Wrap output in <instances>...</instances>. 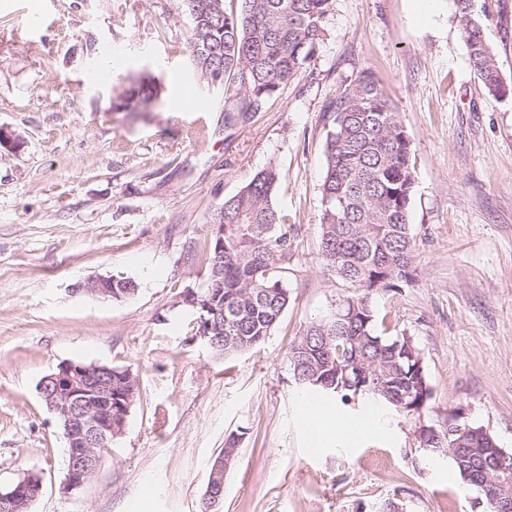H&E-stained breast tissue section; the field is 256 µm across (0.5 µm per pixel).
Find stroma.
Wrapping results in <instances>:
<instances>
[{"label": "stroma", "mask_w": 512, "mask_h": 512, "mask_svg": "<svg viewBox=\"0 0 512 512\" xmlns=\"http://www.w3.org/2000/svg\"><path fill=\"white\" fill-rule=\"evenodd\" d=\"M512 85V0H477ZM179 0H0V490L43 478L30 512H200L211 465L239 454L219 512H473L477 491L420 450L413 421L333 400L303 417L287 353L345 289L319 254L323 111L361 74L396 104L411 145L410 276L376 299L452 416L512 452V98L471 69L452 0H334L314 57L249 121L224 124L223 86L186 54ZM151 72L159 108L116 112L117 77ZM295 225L292 299L256 348L220 359L178 294L207 276L212 216L268 164ZM129 278L115 300L81 291ZM139 376L123 434L65 493L66 440L37 385L63 362ZM372 416L364 436L335 418ZM110 282L112 284H109L107 286L109 287V289L105 288V285ZM80 289L83 291H88L90 293L102 294L101 296L104 295V297L110 295L112 299H118L126 295L134 294L137 290V285L131 279H117L112 276L107 278L100 277L94 280L87 281L84 284L80 285Z\"/></svg>", "instance_id": "1"}]
</instances>
